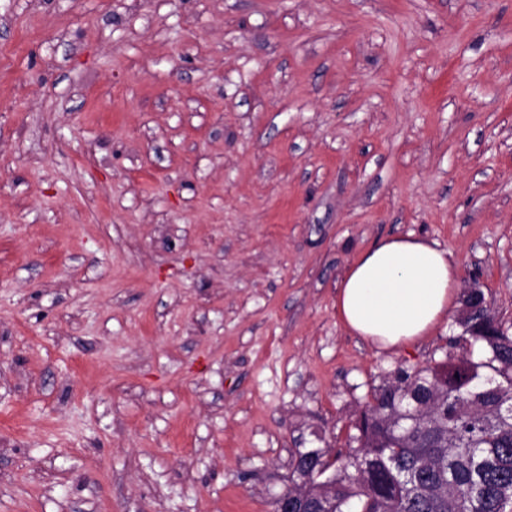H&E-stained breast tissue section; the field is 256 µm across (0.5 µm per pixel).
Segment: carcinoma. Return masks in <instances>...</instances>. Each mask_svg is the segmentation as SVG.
Returning <instances> with one entry per match:
<instances>
[{"label": "carcinoma", "mask_w": 512, "mask_h": 512, "mask_svg": "<svg viewBox=\"0 0 512 512\" xmlns=\"http://www.w3.org/2000/svg\"><path fill=\"white\" fill-rule=\"evenodd\" d=\"M487 305L458 320L473 354L398 369L351 450L296 448L293 512H512V332ZM333 481L325 489L324 478Z\"/></svg>", "instance_id": "obj_1"}]
</instances>
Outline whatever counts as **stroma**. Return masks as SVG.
<instances>
[{"instance_id": "obj_1", "label": "stroma", "mask_w": 512, "mask_h": 512, "mask_svg": "<svg viewBox=\"0 0 512 512\" xmlns=\"http://www.w3.org/2000/svg\"><path fill=\"white\" fill-rule=\"evenodd\" d=\"M410 233L512 326V0H0V512H274Z\"/></svg>"}]
</instances>
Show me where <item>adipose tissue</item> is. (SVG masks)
Masks as SVG:
<instances>
[{
  "label": "adipose tissue",
  "mask_w": 512,
  "mask_h": 512,
  "mask_svg": "<svg viewBox=\"0 0 512 512\" xmlns=\"http://www.w3.org/2000/svg\"><path fill=\"white\" fill-rule=\"evenodd\" d=\"M458 284L448 251L412 235L389 237L346 268L336 314L348 332L383 348H402L447 321Z\"/></svg>",
  "instance_id": "adipose-tissue-1"
}]
</instances>
